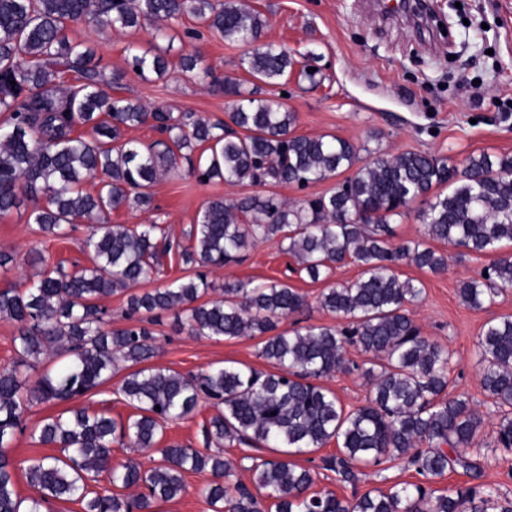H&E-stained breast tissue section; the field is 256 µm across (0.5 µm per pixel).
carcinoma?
I'll use <instances>...</instances> for the list:
<instances>
[{
  "label": "carcinoma",
  "instance_id": "carcinoma-1",
  "mask_svg": "<svg viewBox=\"0 0 512 512\" xmlns=\"http://www.w3.org/2000/svg\"><path fill=\"white\" fill-rule=\"evenodd\" d=\"M191 16L231 43L246 47L239 65L267 85H279L298 60L284 44L262 40L267 26L259 10L240 0H0V213L24 199H44L28 223L64 238L79 219L94 220L123 206L148 209L150 189L176 174L185 160L198 181L227 184L295 185L301 189L354 169L331 191L290 205L275 193L208 201L190 231L192 244L177 251L194 276L162 288L132 293L127 314L137 323L107 327L98 300L148 281L159 255L172 245L158 238L157 224H113L93 229L84 242L91 265L71 274L57 267L23 292H0V319L18 324L17 361L0 368V512H48L54 501L79 499L84 512H155L185 489V474H205L201 494L211 512H265L256 496L234 480L237 463L224 443L273 445L285 456L250 467L252 482L265 491L274 512H512V498L482 481L487 462L480 436L484 419L463 396L445 395L452 356L421 334L407 306L418 302L423 284L401 280L394 267L406 262L433 273L448 256L431 242H448L486 253L512 243V156L482 152L463 167L426 152L391 154L336 136L294 134L297 115L284 96L257 97L225 78L236 97L229 121L193 113L175 118L159 108L108 91L94 51L66 34L77 20L101 31L136 30L154 22L153 38L169 24ZM127 62L140 76L163 75L167 58L128 44ZM153 122L162 139L144 148L122 140V130ZM88 131L81 132L79 128ZM198 148L209 153L196 160ZM370 152L361 166L360 152ZM99 178L95 192L84 183ZM421 201L417 220L424 235L395 244L390 220ZM279 238L313 281L351 261L363 268L354 281L321 294L319 305L346 320L333 326L278 330L301 313L306 298L279 281L226 280L216 287L208 270L245 259L258 241ZM461 283L462 300L480 309L512 286V256L497 259ZM220 290L219 300L200 302ZM175 312L192 336L232 340L262 336L260 356L273 370L213 367L185 376L143 363L155 354L154 331L161 312ZM373 355L365 369L373 395L355 410L343 407L318 380L349 368L347 347ZM53 352L64 357L33 386L20 368L32 369ZM481 385L498 409L494 444L512 451V316L493 319L478 341ZM118 361L129 364L120 394L137 414L116 421L104 413L72 408L44 422L38 442L64 456L29 460V483L38 496L15 491L8 448L23 430L29 405L73 402L112 378ZM205 395L216 413L204 428L214 453L179 444L157 447L162 423L192 414ZM336 440L339 454L327 460L339 480L356 479L359 465L377 467L402 460L427 480L462 470L469 482L448 493L421 483H398L366 492L352 502L332 491L309 492L310 470L292 457ZM155 451L161 463L144 470L133 460L115 462L112 443ZM109 486L88 491L89 477ZM141 488L131 498L115 489Z\"/></svg>",
  "mask_w": 512,
  "mask_h": 512
}]
</instances>
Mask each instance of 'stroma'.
Here are the masks:
<instances>
[{"label": "stroma", "mask_w": 512, "mask_h": 512, "mask_svg": "<svg viewBox=\"0 0 512 512\" xmlns=\"http://www.w3.org/2000/svg\"><path fill=\"white\" fill-rule=\"evenodd\" d=\"M267 19L264 38L287 44L307 55L311 65L324 76L318 85L303 81L298 72L288 75L286 87H264L270 97L287 90L286 103L296 112V134L337 136L369 148L391 153L405 150L449 156L462 164L470 154L488 152L512 156V0H429L427 21L415 23L403 16L389 17L371 8L367 0H248ZM192 19L173 23L164 76L137 75L126 63L128 44L155 53L158 44L149 30L104 33L85 21L70 22V39L92 48L106 78L112 79V94L160 106L179 115L192 112L211 121L227 120L234 99L224 92L225 78L252 89L251 76L239 68L241 46L203 34L187 37ZM196 54L213 70L202 80L183 73L179 59ZM263 185L248 182L230 185L219 180L198 182L188 171L160 179L152 188L153 207L145 211L122 207L106 213V224H157L182 244H189V231L207 201L224 197L241 198L266 193ZM32 201L0 215V251L11 253L10 270L0 269V291L24 290L46 266L65 271L88 266L84 249L92 223L81 219L69 238L58 240L43 235L28 221ZM448 257L441 273L412 264H399L400 279L422 282L421 301L410 312L428 339L448 349L455 361L449 375V395H463L485 417V432H492L497 414L480 384L477 343L490 319L512 315V288L491 306L474 309L462 302L458 289L462 280L478 274L496 259L495 253H472L463 248L437 243ZM362 269L348 263L337 267L320 281L297 273L295 262L282 252L278 240L256 243L241 264L217 269L210 278L224 280H268L288 283L303 294L307 308L283 320L282 328L320 327L336 324L334 315L323 310L318 299L331 285L358 279ZM156 354L150 363L183 375L199 374L212 367L246 364L261 370L267 362L259 357L261 337L233 340L199 338L182 329L174 313L161 314L155 326ZM349 370L323 378L349 410L366 405L371 386L363 374L371 355L349 348ZM128 372L119 364L111 379L84 395L80 403L90 410L127 420L135 410L119 394ZM67 403H36L24 415L25 426L17 433L10 455L16 461V489L21 497L35 496L26 473L28 459L60 455V448L37 443L32 437L44 421L67 410ZM215 412L208 400H200L189 417L167 423L161 445L180 444L205 450L203 426ZM336 443L318 449L313 457H298L301 466L314 469V490L332 491L340 498L355 500L374 489H388L398 482L418 481L419 476L403 461L386 462L381 473L363 470L356 483L340 482L333 471L324 469L323 458L335 455Z\"/></svg>", "instance_id": "35a3bbf8"}]
</instances>
